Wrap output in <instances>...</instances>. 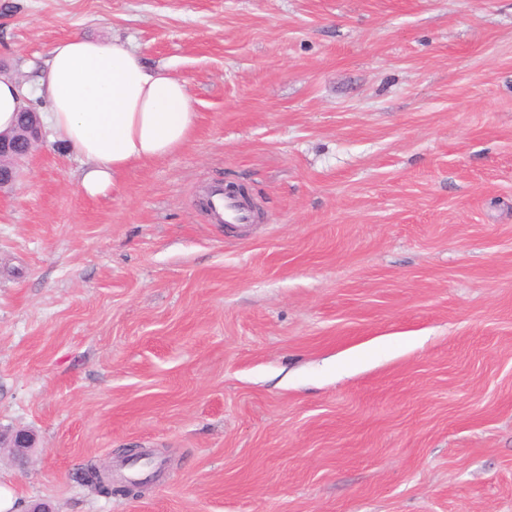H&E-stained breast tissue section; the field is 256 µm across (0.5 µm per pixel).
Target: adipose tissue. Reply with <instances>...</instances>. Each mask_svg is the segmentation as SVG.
<instances>
[{
  "label": "adipose tissue",
  "instance_id": "ef3b65f1",
  "mask_svg": "<svg viewBox=\"0 0 512 512\" xmlns=\"http://www.w3.org/2000/svg\"><path fill=\"white\" fill-rule=\"evenodd\" d=\"M37 100L54 138L85 160L80 186L90 198L113 190L135 164L180 150L198 119L186 82L118 39L59 40L30 87L0 78V132Z\"/></svg>",
  "mask_w": 512,
  "mask_h": 512
}]
</instances>
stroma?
<instances>
[{"label":"stroma","instance_id":"obj_1","mask_svg":"<svg viewBox=\"0 0 512 512\" xmlns=\"http://www.w3.org/2000/svg\"><path fill=\"white\" fill-rule=\"evenodd\" d=\"M72 35L198 123L107 195L47 138L0 191V428L37 437L0 512H512V0H0V77ZM228 182L247 232L198 204Z\"/></svg>","mask_w":512,"mask_h":512}]
</instances>
